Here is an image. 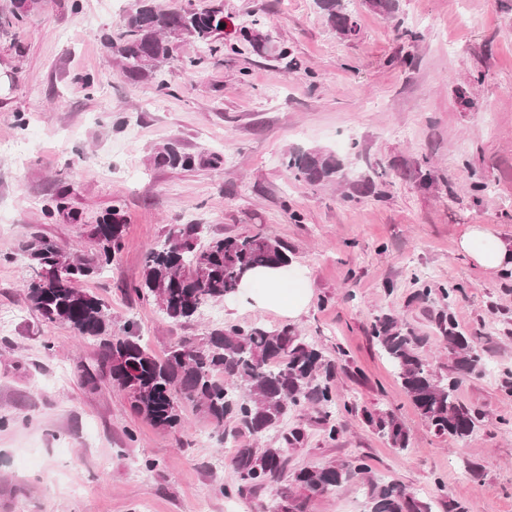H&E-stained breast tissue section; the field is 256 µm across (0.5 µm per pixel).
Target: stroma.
I'll list each match as a JSON object with an SVG mask.
<instances>
[{
	"mask_svg": "<svg viewBox=\"0 0 512 512\" xmlns=\"http://www.w3.org/2000/svg\"><path fill=\"white\" fill-rule=\"evenodd\" d=\"M13 2L0 0V512H226L233 501L231 459L248 434L229 420L218 441L189 406L170 432L135 416L111 383H85L78 366L98 345L28 309L30 271L6 259L35 235L90 250L92 225L115 205L125 249L84 285L113 329L134 321L160 357L230 323H292L335 361L340 433L329 440L315 410L294 413L305 438L289 468L360 458L368 478L431 512L452 499L467 512H512V276L486 275L458 248L474 224L512 239V0H399L391 18L350 0L352 37L315 0H159L222 8L230 27L259 20L287 55L176 40L137 83L109 46L136 0H38L20 20ZM170 142L197 165H155ZM309 149L342 159L347 181L295 180L285 158ZM177 224L285 243L313 282L307 312L291 321L224 300L167 319L129 288L147 247ZM427 284L455 289L454 303L419 300ZM447 312L485 365L457 391L484 414L462 446L422 420L371 337L378 317H397L443 375L437 318ZM364 407L394 412L408 449L368 427ZM307 512H369L363 481L310 498Z\"/></svg>",
	"mask_w": 512,
	"mask_h": 512,
	"instance_id": "1",
	"label": "stroma"
}]
</instances>
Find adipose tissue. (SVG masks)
Returning <instances> with one entry per match:
<instances>
[{
	"label": "adipose tissue",
	"instance_id": "1",
	"mask_svg": "<svg viewBox=\"0 0 512 512\" xmlns=\"http://www.w3.org/2000/svg\"><path fill=\"white\" fill-rule=\"evenodd\" d=\"M460 251L488 274L512 267V241H504L481 225L472 226L459 242ZM313 295L307 275L285 276L280 269L252 272L242 284V302L296 318L308 308Z\"/></svg>",
	"mask_w": 512,
	"mask_h": 512
}]
</instances>
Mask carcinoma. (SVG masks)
I'll return each mask as SVG.
<instances>
[{"instance_id":"obj_1","label":"carcinoma","mask_w":512,"mask_h":512,"mask_svg":"<svg viewBox=\"0 0 512 512\" xmlns=\"http://www.w3.org/2000/svg\"><path fill=\"white\" fill-rule=\"evenodd\" d=\"M332 28L344 35L351 25L346 0H315ZM224 12L213 9L167 12L154 0H140L123 21L119 41L112 43L122 73L130 80L147 76L170 56L169 38H189L207 44L223 33ZM245 41L260 51L271 40L256 29L242 27L239 35L224 39V50L240 51ZM154 163L191 170L194 156L174 143L159 148ZM295 179L311 185L341 182L346 178L336 156L321 150L292 151L286 161ZM91 250L73 254L47 236L27 240L19 258L31 269L25 300L44 321L68 325L80 340L99 343L96 366H82L94 382L108 379L123 392L130 409L161 428L181 425V408L190 405L203 413L219 433L224 420L233 419L254 438L281 431L283 443H300V428L286 429L288 416L311 405L323 413L329 439L339 434L330 382L334 365L322 351L293 327L269 330L253 324H227L212 330L200 342L181 340L164 357L153 355L141 343L129 321L123 331L112 332L111 309L79 285L101 275L117 260L124 247V224L119 209L103 214L92 226ZM291 263L288 248L261 234L206 238L202 224H179L165 240L148 248L142 280L129 288L139 298L155 301L160 311L176 321H189L198 308L236 293L245 275L256 268H285ZM65 267L67 274L57 276ZM448 345V377L429 368L420 336L401 328L390 315L373 326V338L393 367L404 393L419 415L438 435L464 445L478 428L481 413L461 404L456 392L462 380L483 366L474 341L464 335L453 316L438 317ZM366 423L398 451L408 448V432L391 413L364 412ZM237 476L233 491L244 496L270 485L285 472L288 458L281 447L255 448L245 444L232 460ZM367 471L357 463L305 466L289 474V489L307 497L329 493ZM370 512H431L405 489L368 480Z\"/></svg>"}]
</instances>
